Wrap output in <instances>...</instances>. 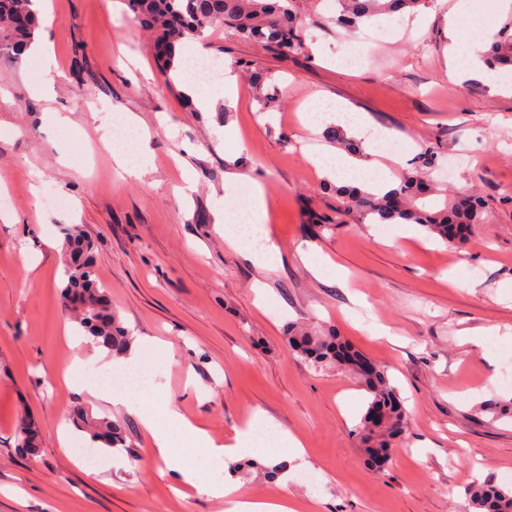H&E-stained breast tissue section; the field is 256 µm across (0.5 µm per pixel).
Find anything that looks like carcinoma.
<instances>
[{
  "mask_svg": "<svg viewBox=\"0 0 512 512\" xmlns=\"http://www.w3.org/2000/svg\"><path fill=\"white\" fill-rule=\"evenodd\" d=\"M341 11L337 26L353 32L380 14L413 12L429 0H337ZM297 0H126L130 17L150 30L154 45L164 48L154 57L164 72L175 67L178 52L190 40H200L214 27H222L235 39L258 44L282 54L302 47V21ZM41 27V18L33 9V0H0V55H22ZM482 56L494 68L512 67V17L495 37L482 45ZM327 139L350 152L358 146L350 142L343 129L329 126ZM443 156L439 145L421 146L413 166L404 172L387 192H372L353 185L325 186L336 194L341 211L356 212L373 224H418L428 233L459 248L468 244L466 231L486 220V206L472 192L438 190L429 184L430 174ZM443 196L440 205L427 200ZM65 281L62 304L78 329L92 345L114 356L123 355L132 342L130 330L111 307L107 288L95 268L94 242L73 227L66 232ZM289 350L314 369L334 367L355 380L367 394V407L356 428L357 436L370 460L389 457L391 448L402 439L408 424V412L398 388L391 383L388 368L375 364L364 373L361 363L367 358L341 341L330 329L291 326L286 336ZM73 421L86 432L92 443L107 448H127L126 424L108 418H96L79 408ZM17 448L20 454L37 455L39 431L29 419L18 424ZM240 469H259L270 480L287 471V465H238ZM465 496L474 512H512V490L490 480L475 481L465 488Z\"/></svg>",
  "mask_w": 512,
  "mask_h": 512,
  "instance_id": "carcinoma-1",
  "label": "carcinoma"
}]
</instances>
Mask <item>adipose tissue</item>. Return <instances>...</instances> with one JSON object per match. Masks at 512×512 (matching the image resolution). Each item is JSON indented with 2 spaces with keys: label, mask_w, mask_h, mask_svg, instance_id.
<instances>
[{
  "label": "adipose tissue",
  "mask_w": 512,
  "mask_h": 512,
  "mask_svg": "<svg viewBox=\"0 0 512 512\" xmlns=\"http://www.w3.org/2000/svg\"><path fill=\"white\" fill-rule=\"evenodd\" d=\"M352 129L357 136L364 139L367 153L365 159L317 154L312 158L313 163L337 179L353 183L364 181L379 190H388L393 181L377 157L382 141L390 136L389 131L370 128L361 118L355 120ZM143 398L146 405L140 413V422L151 439V451L183 483L196 487L198 492L223 499L224 512H300L299 503L285 498L272 501L246 498L240 493L238 484L229 479L221 483L199 484L195 473L182 464L184 450L175 447L169 434L170 428H177L190 447L204 449L210 457L228 464L244 454H255L266 448L272 449L274 456L281 461L301 455V442L273 423L264 412H254L249 421L237 429L233 439L220 441L188 421L176 401L169 398L159 399L154 391L144 392Z\"/></svg>",
  "instance_id": "adipose-tissue-1"
}]
</instances>
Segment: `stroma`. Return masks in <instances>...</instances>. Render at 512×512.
I'll use <instances>...</instances> for the list:
<instances>
[{"instance_id":"obj_1","label":"stroma","mask_w":512,"mask_h":512,"mask_svg":"<svg viewBox=\"0 0 512 512\" xmlns=\"http://www.w3.org/2000/svg\"><path fill=\"white\" fill-rule=\"evenodd\" d=\"M457 0H432L417 16H381L378 41L336 26L334 0L302 7L305 42L276 54L223 28L197 52L223 66L247 61L277 80L262 110L248 77L224 108L223 80L199 110L159 71L147 35L116 0H50V57L0 58V512H224L223 501L181 488L150 453L139 402L92 397L107 359L85 344L60 304V243L80 225L94 241L97 272L114 310L156 375L155 388L214 438L231 439L260 410L304 447L287 478L238 477L254 498H288L304 512H473L464 488L491 479L512 489V421L485 412L512 398V88L448 79L447 17ZM51 79L53 92L39 88ZM345 103L389 129L399 149L393 175L422 141L440 145L448 185L474 189L488 220L468 249L405 233L401 224L337 216L326 175L309 162L323 135L303 131L306 101ZM150 130L147 173L128 177L101 147L114 118ZM194 189L177 196L181 164ZM243 175L267 199L264 227L280 247L262 267L218 231L224 182ZM329 256L338 275L314 276L302 253ZM262 283L266 307L256 302ZM318 322L372 361L387 365L405 400L403 439L384 468L368 464L353 430L367 396L335 370L318 372L290 353L284 328ZM389 336L376 335L377 326ZM498 327L483 344L470 330ZM127 422L128 448L87 473L60 428L72 406ZM33 419L40 452L15 453L19 417ZM318 476L299 483L300 471Z\"/></svg>"}]
</instances>
